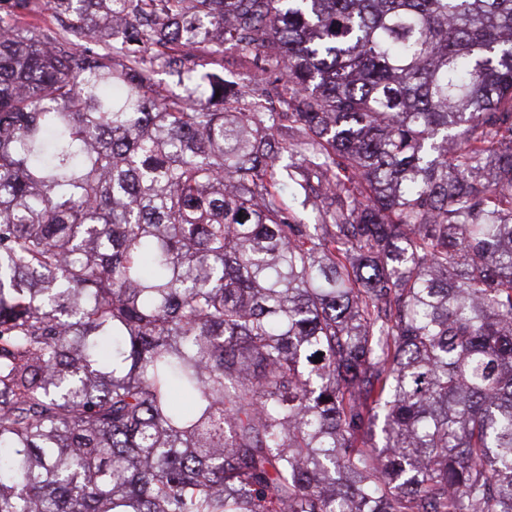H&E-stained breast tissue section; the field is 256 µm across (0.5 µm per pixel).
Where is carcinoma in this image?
I'll return each instance as SVG.
<instances>
[{
    "label": "carcinoma",
    "mask_w": 512,
    "mask_h": 512,
    "mask_svg": "<svg viewBox=\"0 0 512 512\" xmlns=\"http://www.w3.org/2000/svg\"><path fill=\"white\" fill-rule=\"evenodd\" d=\"M30 5L0 512H512V0Z\"/></svg>",
    "instance_id": "carcinoma-1"
}]
</instances>
